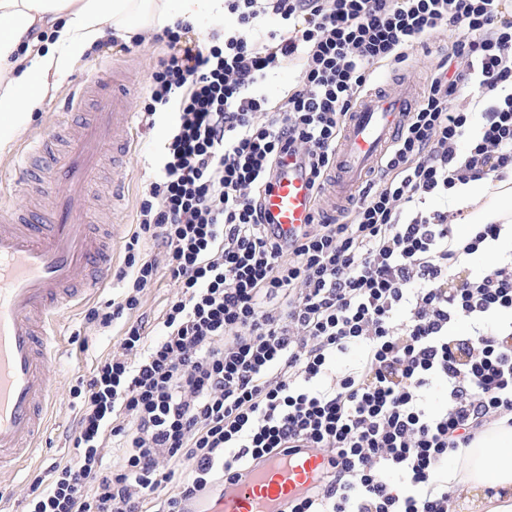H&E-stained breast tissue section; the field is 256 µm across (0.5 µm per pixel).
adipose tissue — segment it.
I'll return each instance as SVG.
<instances>
[{
  "instance_id": "1",
  "label": "adipose tissue",
  "mask_w": 512,
  "mask_h": 512,
  "mask_svg": "<svg viewBox=\"0 0 512 512\" xmlns=\"http://www.w3.org/2000/svg\"><path fill=\"white\" fill-rule=\"evenodd\" d=\"M215 16L224 0H0V152L50 94L58 75L105 30L130 39L176 21H193L201 6ZM460 235L479 225L512 223V177L474 180L456 190ZM447 481L469 512H512V426L498 421L455 457Z\"/></svg>"
}]
</instances>
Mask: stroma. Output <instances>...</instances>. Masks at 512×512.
Here are the masks:
<instances>
[{
    "mask_svg": "<svg viewBox=\"0 0 512 512\" xmlns=\"http://www.w3.org/2000/svg\"><path fill=\"white\" fill-rule=\"evenodd\" d=\"M453 40L448 29H440L428 40L427 50L415 51L407 65L378 70V77L389 84L398 81L426 89L432 65L441 58ZM169 51L165 42L147 33L138 40L125 42L104 37L92 44L84 56L74 62L59 78L54 90L16 137L9 151L0 153V171L10 172L13 162L53 128L52 114L58 111L66 98L81 84L97 79L104 70L113 69L129 80L134 91L128 99V109L141 113L147 101L150 76L159 59ZM176 116L174 112H160L153 127H139L136 131L134 152L120 161L105 158L104 168L85 212L99 233H106L111 222H118L119 240L115 244L112 276L106 285L87 299L76 311L66 314L58 338L56 358L49 368L50 385L54 401L49 409V425L41 439L37 457L16 473L0 476V512H23V499L34 476L55 463L69 460L73 455L71 437L77 424V411L71 403L70 390L79 380L89 379L97 361L116 351L119 344L118 327L99 328L86 319L89 309L103 305L118 297L123 289L115 272L124 260V242L136 229V210L143 186L158 172V152L167 139ZM126 183V203L119 212H112L110 192L113 181Z\"/></svg>",
    "mask_w": 512,
    "mask_h": 512,
    "instance_id": "35a3bbf8",
    "label": "stroma"
}]
</instances>
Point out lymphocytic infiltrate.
<instances>
[{"label": "lymphocytic infiltrate", "instance_id": "obj_1", "mask_svg": "<svg viewBox=\"0 0 512 512\" xmlns=\"http://www.w3.org/2000/svg\"><path fill=\"white\" fill-rule=\"evenodd\" d=\"M224 11L236 25L223 37L182 22L163 32L170 51L141 120L153 126L169 104L179 118L125 244V290L87 314L122 322L120 349L72 387L74 456L33 479L28 512H182L298 448L329 465L287 512H450L435 473L512 413V321L501 319L512 258L467 273L464 257L504 227L460 240L432 203L512 170V0H224ZM444 26L458 36L379 180L340 217L276 231L260 200L287 157L320 192L377 66L406 62ZM286 65L299 79L270 102L263 85ZM466 87L480 110L457 104ZM165 278L177 293L154 338L141 297ZM462 320L469 334L457 333ZM354 346L360 365L316 387ZM438 385L448 398L436 411ZM113 443L121 454L108 466Z\"/></svg>", "mask_w": 512, "mask_h": 512}]
</instances>
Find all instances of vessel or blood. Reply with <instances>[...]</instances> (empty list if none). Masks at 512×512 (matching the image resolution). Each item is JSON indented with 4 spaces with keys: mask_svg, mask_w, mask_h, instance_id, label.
Listing matches in <instances>:
<instances>
[{
    "mask_svg": "<svg viewBox=\"0 0 512 512\" xmlns=\"http://www.w3.org/2000/svg\"><path fill=\"white\" fill-rule=\"evenodd\" d=\"M96 107L68 101L55 113L54 136L40 139L9 177L28 199L18 208L0 196V470L30 458L51 399L47 379L55 356L59 311L105 283L112 245L82 216L101 170L104 148L134 143L129 89L117 74L86 83ZM418 91L409 85L387 94L371 90L348 113L336 149V178L324 198L336 204L353 192L386 150ZM266 214L289 231L309 222L315 199L298 174L282 177L262 199ZM88 276L77 279V269ZM327 464L323 454L300 449L274 454L224 485L220 497L186 512H285L312 487Z\"/></svg>",
    "mask_w": 512,
    "mask_h": 512,
    "instance_id": "vessel-or-blood-1",
    "label": "vessel or blood"
}]
</instances>
